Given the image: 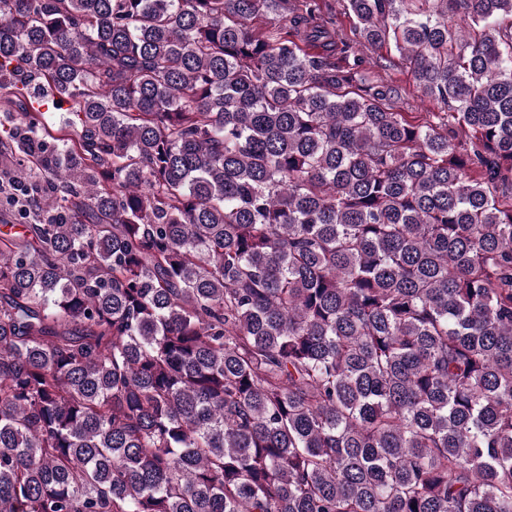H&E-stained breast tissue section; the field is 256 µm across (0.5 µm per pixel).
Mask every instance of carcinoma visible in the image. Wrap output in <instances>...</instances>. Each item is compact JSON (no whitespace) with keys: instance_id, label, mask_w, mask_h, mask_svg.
Wrapping results in <instances>:
<instances>
[{"instance_id":"obj_1","label":"carcinoma","mask_w":512,"mask_h":512,"mask_svg":"<svg viewBox=\"0 0 512 512\" xmlns=\"http://www.w3.org/2000/svg\"><path fill=\"white\" fill-rule=\"evenodd\" d=\"M344 3L0 0V512H512V0ZM366 54L369 58L374 61H381L380 63L385 65L384 59H392L394 66L385 68H377L376 72L387 79L394 81L396 84L405 88L407 95L403 104H400V110L402 112H412V116H425L428 115L426 112H443L444 109L435 102L420 97V94L416 92L413 81V76L409 65L402 64L399 62L396 52L391 49L383 48L380 50H368ZM385 69V70H384ZM420 117V118H421Z\"/></svg>"}]
</instances>
